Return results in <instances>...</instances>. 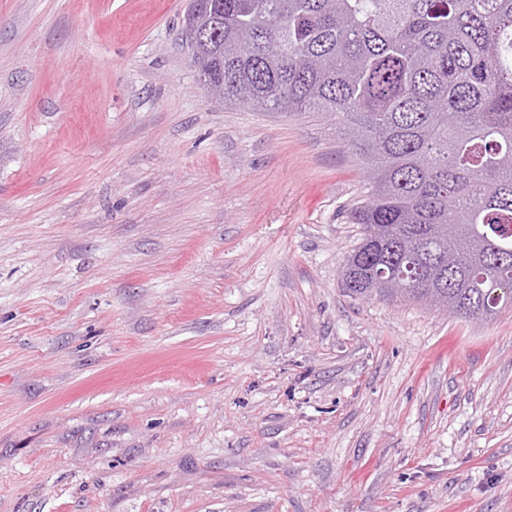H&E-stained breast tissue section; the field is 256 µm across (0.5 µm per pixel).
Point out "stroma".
<instances>
[{
	"mask_svg": "<svg viewBox=\"0 0 512 512\" xmlns=\"http://www.w3.org/2000/svg\"><path fill=\"white\" fill-rule=\"evenodd\" d=\"M187 2L0 0V512H512V311L345 293L363 165Z\"/></svg>",
	"mask_w": 512,
	"mask_h": 512,
	"instance_id": "stroma-1",
	"label": "stroma"
}]
</instances>
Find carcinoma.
<instances>
[{"label":"carcinoma","instance_id":"cac0c4a2","mask_svg":"<svg viewBox=\"0 0 512 512\" xmlns=\"http://www.w3.org/2000/svg\"><path fill=\"white\" fill-rule=\"evenodd\" d=\"M207 94L329 112L363 163L341 270L362 298L465 320L512 309V0H191Z\"/></svg>","mask_w":512,"mask_h":512}]
</instances>
